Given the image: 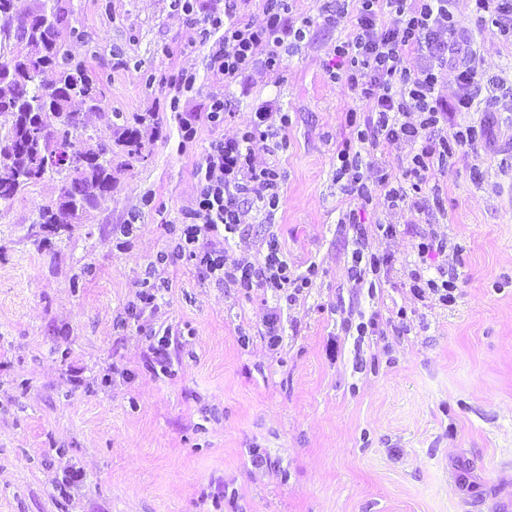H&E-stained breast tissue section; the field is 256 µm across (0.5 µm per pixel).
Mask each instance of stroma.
Segmentation results:
<instances>
[{"label":"stroma","mask_w":512,"mask_h":512,"mask_svg":"<svg viewBox=\"0 0 512 512\" xmlns=\"http://www.w3.org/2000/svg\"><path fill=\"white\" fill-rule=\"evenodd\" d=\"M64 2L86 34L70 49L94 57L112 109L154 113L157 126L84 223L37 224L55 178L0 202V512H507L512 100L482 94L452 113L465 126L490 112L486 141L457 150L415 211L389 208L380 190L361 209L365 238L392 258L371 297L351 277L353 232L340 218L356 202L336 182V147L360 105L336 77L354 0H287L311 21L304 38L284 37L280 70L256 66L229 89L210 65L220 33L201 23L224 0H193L189 15L175 0ZM453 14L484 76L512 80V44L470 0ZM217 94L220 125L207 119ZM272 99L290 118L287 149L256 153L282 174L274 221L243 203L238 232L212 247L254 262L274 238L293 271L317 264L293 302L224 287L181 254L211 143ZM428 227L447 239L429 272L457 276L448 307L404 286ZM148 284L155 310L131 312ZM373 312L375 333L345 334L344 318ZM273 313L285 328L275 353L261 337ZM167 329L164 372L146 337ZM255 448L266 467L252 466Z\"/></svg>","instance_id":"1"}]
</instances>
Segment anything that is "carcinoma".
<instances>
[{
    "mask_svg": "<svg viewBox=\"0 0 512 512\" xmlns=\"http://www.w3.org/2000/svg\"><path fill=\"white\" fill-rule=\"evenodd\" d=\"M84 37L71 26L62 0H32L19 13L14 0H0V201L9 202L46 176H59V195L78 190V202L66 207L52 201L38 207L37 223L58 228L81 224L91 210L112 194V155L103 148H79L84 114L99 112L117 120L109 108L102 76L92 62L74 58L68 41ZM53 79L44 80L46 72ZM31 112L42 114V126H27ZM117 145L124 160L139 159L140 130L117 126Z\"/></svg>",
    "mask_w": 512,
    "mask_h": 512,
    "instance_id": "1",
    "label": "carcinoma"
}]
</instances>
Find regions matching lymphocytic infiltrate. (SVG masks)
I'll return each mask as SVG.
<instances>
[{
	"instance_id": "f902f5d3",
	"label": "lymphocytic infiltrate",
	"mask_w": 512,
	"mask_h": 512,
	"mask_svg": "<svg viewBox=\"0 0 512 512\" xmlns=\"http://www.w3.org/2000/svg\"><path fill=\"white\" fill-rule=\"evenodd\" d=\"M352 38L337 46V69L362 106L348 114L355 141L338 146L339 175L348 183L346 192L368 204L375 188H382L389 207L414 210L412 193L420 192L445 164L452 149L478 147L476 126L448 129V115L470 111L483 84L492 92L512 94V84L502 79L485 80L475 57L463 51L456 39L450 10L452 0H358ZM207 25L221 30L218 47L211 55L214 72L225 85L236 83L257 63L273 69L280 65L277 49L284 34L302 37L291 18L281 11L279 0H266L260 21L243 22L232 13L211 15ZM265 60H258L260 47ZM417 64L408 67V56ZM457 69V91L447 98L441 91L448 66ZM288 123L286 113L260 106L250 130L240 137L215 143L198 174L193 224L184 236L189 255L225 287L243 292L257 288L299 295L312 287L315 267L294 274L280 256L276 240L267 243L262 265L247 260H228L201 249V240L218 233H236L241 224V204L250 201L255 211L271 217L279 205L281 174L274 165L257 164L255 146L275 138ZM395 144L409 160V187L393 186L387 172L370 177L375 156L384 145Z\"/></svg>"
}]
</instances>
